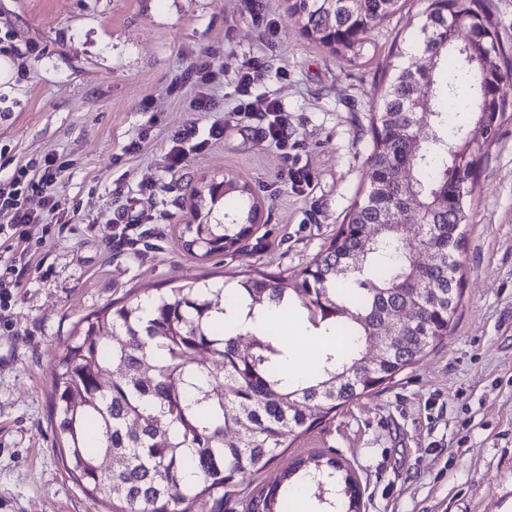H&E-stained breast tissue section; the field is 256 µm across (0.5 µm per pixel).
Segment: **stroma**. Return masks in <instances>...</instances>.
Wrapping results in <instances>:
<instances>
[{"label": "stroma", "instance_id": "stroma-1", "mask_svg": "<svg viewBox=\"0 0 512 512\" xmlns=\"http://www.w3.org/2000/svg\"><path fill=\"white\" fill-rule=\"evenodd\" d=\"M293 0H0V54L16 65L0 91V180L46 154L62 162L52 230L9 255L22 275L0 304V512H107L64 468L50 422L49 377L76 324L112 304L183 285L217 287L259 272L301 277L367 186L386 62L431 67L414 47L427 0L396 13L339 56L303 33ZM223 70L199 86L191 64ZM277 72L252 97L288 113V144L237 112L252 60ZM167 153L184 128L206 139ZM461 251L462 304L419 363L337 409L266 469L246 476L224 512L267 489L296 460L325 453L355 472L360 512H502L512 501V107L481 152ZM299 171L306 183L291 184ZM248 182L262 206L251 236L224 252H188L181 224L202 180ZM129 228L114 249L108 228Z\"/></svg>", "mask_w": 512, "mask_h": 512}]
</instances>
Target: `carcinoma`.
<instances>
[{"mask_svg":"<svg viewBox=\"0 0 512 512\" xmlns=\"http://www.w3.org/2000/svg\"><path fill=\"white\" fill-rule=\"evenodd\" d=\"M296 0L307 37L339 53L394 12L398 0ZM423 49L438 70L397 69L387 79L379 112L370 117L375 145L368 187L336 236L290 286L264 272L240 281L235 298L246 318L270 305L303 309L335 344L318 356L316 372L288 373V348L262 324L243 334L228 325L222 288H172L81 320L51 374V422L65 468L91 486L112 512H194L211 497L231 495L245 475L265 468L319 420L418 363L448 336L462 297L461 224L481 147H468L474 126L488 118L491 140L512 91L507 57L487 0H430ZM467 54L456 50L459 33ZM503 59L485 67L489 54ZM431 92L432 116L416 156L405 128L414 86ZM463 102L464 120L448 128L447 104ZM229 211L208 224H187V250L209 256L249 236L259 205L250 188L230 186ZM416 198L420 224L410 231L384 213ZM430 250L425 264L416 249ZM411 306L394 349L367 365L377 330ZM120 333L124 340L114 343ZM352 476L333 457L298 461L245 512H288L304 493L332 512H357Z\"/></svg>","mask_w":512,"mask_h":512,"instance_id":"carcinoma-1","label":"carcinoma"}]
</instances>
